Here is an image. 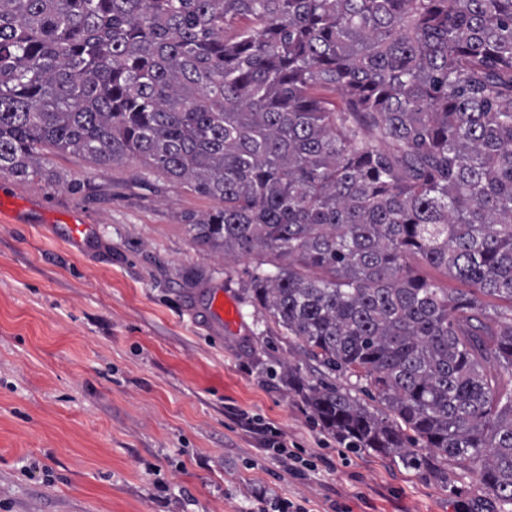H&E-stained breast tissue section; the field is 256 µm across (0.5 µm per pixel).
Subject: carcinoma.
<instances>
[{
    "label": "carcinoma",
    "mask_w": 512,
    "mask_h": 512,
    "mask_svg": "<svg viewBox=\"0 0 512 512\" xmlns=\"http://www.w3.org/2000/svg\"><path fill=\"white\" fill-rule=\"evenodd\" d=\"M46 152L219 202L185 223L264 254L246 293L322 368L317 425L512 506V0H0V173ZM336 384L347 390L354 398L359 400L362 404L369 407L370 410H382V406L375 401V398L370 391L369 384L364 379H359L352 374L338 376L336 374Z\"/></svg>",
    "instance_id": "cac0c4a2"
}]
</instances>
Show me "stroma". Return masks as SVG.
Instances as JSON below:
<instances>
[{
	"instance_id": "stroma-1",
	"label": "stroma",
	"mask_w": 512,
	"mask_h": 512,
	"mask_svg": "<svg viewBox=\"0 0 512 512\" xmlns=\"http://www.w3.org/2000/svg\"><path fill=\"white\" fill-rule=\"evenodd\" d=\"M43 167L0 174L23 211L0 210V512H484L457 462L346 453L319 428L294 381L318 372L245 293L255 258L197 245L184 222L213 200L137 158ZM72 217L90 227L78 250ZM202 288L223 289L236 325L209 329ZM256 416L311 469L287 473Z\"/></svg>"
}]
</instances>
